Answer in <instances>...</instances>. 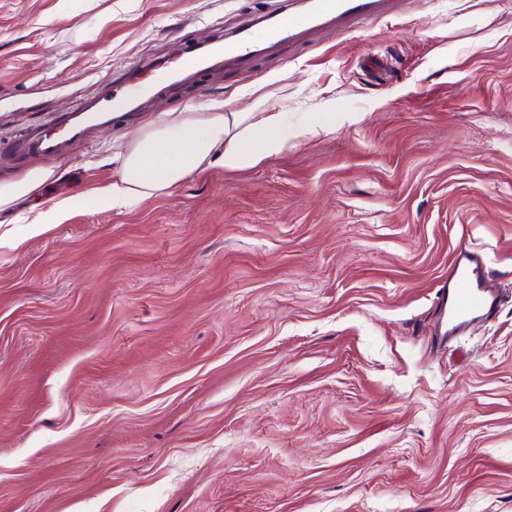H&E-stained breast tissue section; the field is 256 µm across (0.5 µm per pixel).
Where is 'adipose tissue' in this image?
Listing matches in <instances>:
<instances>
[{"label":"adipose tissue","instance_id":"ef3b65f1","mask_svg":"<svg viewBox=\"0 0 512 512\" xmlns=\"http://www.w3.org/2000/svg\"><path fill=\"white\" fill-rule=\"evenodd\" d=\"M335 126L336 117L329 113L292 123L284 112H242L234 96L184 112H164L136 134L116 175L104 186L53 201L36 213L25 211L20 202L38 197L51 177L50 171L34 168L0 182V213H12L13 223L30 225L40 234L82 205L123 212L188 178L205 175L213 164L229 171L252 168Z\"/></svg>","mask_w":512,"mask_h":512}]
</instances>
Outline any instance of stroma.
<instances>
[{
  "mask_svg": "<svg viewBox=\"0 0 512 512\" xmlns=\"http://www.w3.org/2000/svg\"><path fill=\"white\" fill-rule=\"evenodd\" d=\"M287 6L0 0V143L157 65L136 120L37 159L43 197L191 103L336 115L129 212L0 227V512H512V0H399L170 86L179 48ZM464 248L498 306L448 344Z\"/></svg>",
  "mask_w": 512,
  "mask_h": 512,
  "instance_id": "stroma-1",
  "label": "stroma"
}]
</instances>
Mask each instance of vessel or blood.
Masks as SVG:
<instances>
[{
	"label": "vessel or blood",
	"mask_w": 512,
	"mask_h": 512,
	"mask_svg": "<svg viewBox=\"0 0 512 512\" xmlns=\"http://www.w3.org/2000/svg\"><path fill=\"white\" fill-rule=\"evenodd\" d=\"M394 0H294L284 16H262L268 31L267 42H258L253 25L235 30L231 41H212L208 49H191L186 60L171 73L179 79L188 73L213 68L227 60L248 63L266 49L290 45L301 40L311 29L351 28L355 19L379 20L391 15ZM142 105L138 93L126 89L124 80L106 84L100 96L77 102L71 112L61 116L50 127L27 128L19 133L6 154L10 157L59 153L64 140L62 131L78 127L89 112H132ZM483 259L467 250L458 253L450 266L448 277V323L446 336L462 334L475 322L487 317L494 307L493 290Z\"/></svg>",
	"instance_id": "b4317fda"
}]
</instances>
